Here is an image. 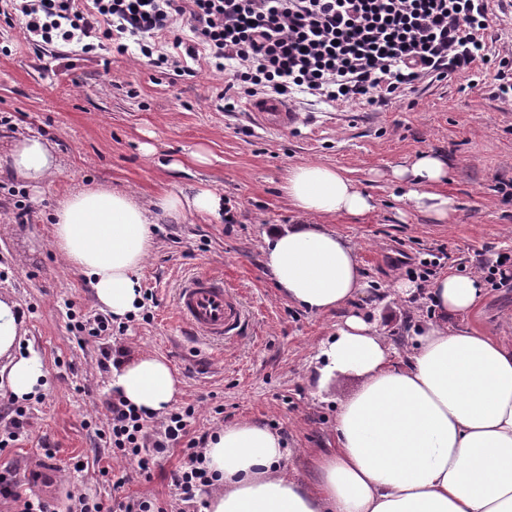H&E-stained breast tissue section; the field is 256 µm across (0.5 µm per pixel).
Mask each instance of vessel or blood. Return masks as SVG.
Returning <instances> with one entry per match:
<instances>
[{
  "label": "vessel or blood",
  "instance_id": "vessel-or-blood-1",
  "mask_svg": "<svg viewBox=\"0 0 512 512\" xmlns=\"http://www.w3.org/2000/svg\"><path fill=\"white\" fill-rule=\"evenodd\" d=\"M247 109L255 124L263 127L285 130L299 121L298 113L283 99H257ZM174 304L180 322L200 342L232 344L251 329V315L242 293L217 274L200 272L182 280Z\"/></svg>",
  "mask_w": 512,
  "mask_h": 512
}]
</instances>
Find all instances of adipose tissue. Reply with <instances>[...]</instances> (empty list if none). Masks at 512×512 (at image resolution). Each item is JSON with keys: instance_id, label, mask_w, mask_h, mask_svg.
Listing matches in <instances>:
<instances>
[{"instance_id": "ef3b65f1", "label": "adipose tissue", "mask_w": 512, "mask_h": 512, "mask_svg": "<svg viewBox=\"0 0 512 512\" xmlns=\"http://www.w3.org/2000/svg\"><path fill=\"white\" fill-rule=\"evenodd\" d=\"M8 165L32 189L59 172L52 144L36 134L15 139ZM392 178L406 211L448 222L455 202L441 187L448 161L424 152ZM281 190L301 221L266 237V266L276 288L314 314L342 312L321 348L320 383L360 380L336 413V446L314 463L311 480L283 474L287 453L270 428L241 421L208 440L206 466L222 485L205 512H512V343L465 322L486 298L483 278L444 274L430 285L432 319L417 322L405 360L375 323L355 310L364 284L356 250L322 219L362 216L374 198L339 169L288 168ZM162 218L222 219L224 196L201 186L158 197ZM52 241L68 266L85 274L104 311L118 321L137 313L139 271L153 247L148 211L132 193L105 185L65 195L53 214ZM23 315L0 298V372L17 399L46 386L42 358L23 347ZM121 399L165 414L181 380L163 357L143 353L112 371Z\"/></svg>"}]
</instances>
